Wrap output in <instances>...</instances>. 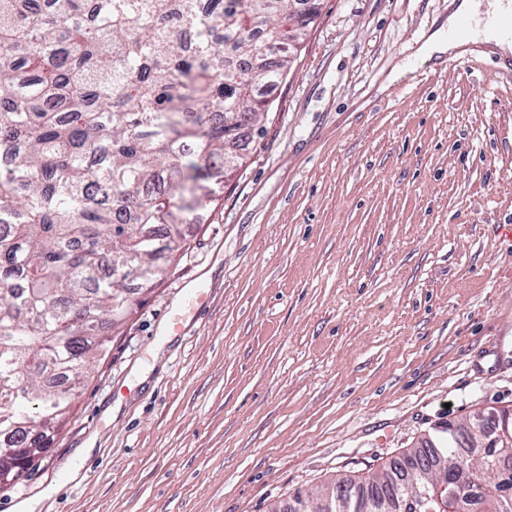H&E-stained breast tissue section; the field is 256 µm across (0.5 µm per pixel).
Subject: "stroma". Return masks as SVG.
<instances>
[{
	"mask_svg": "<svg viewBox=\"0 0 512 512\" xmlns=\"http://www.w3.org/2000/svg\"><path fill=\"white\" fill-rule=\"evenodd\" d=\"M316 7L245 166L0 512H268L512 405V75L416 58L448 0Z\"/></svg>",
	"mask_w": 512,
	"mask_h": 512,
	"instance_id": "stroma-1",
	"label": "stroma"
}]
</instances>
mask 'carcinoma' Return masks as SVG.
<instances>
[{"mask_svg": "<svg viewBox=\"0 0 512 512\" xmlns=\"http://www.w3.org/2000/svg\"><path fill=\"white\" fill-rule=\"evenodd\" d=\"M299 0H0V461L47 447L74 391L132 316L123 301L152 291L176 260L200 201L182 196L204 162L213 202L246 162L288 75L309 18ZM465 421L436 429L359 482L296 491L331 512H512V447L469 453ZM457 483L469 493L453 501Z\"/></svg>", "mask_w": 512, "mask_h": 512, "instance_id": "cac0c4a2", "label": "carcinoma"}]
</instances>
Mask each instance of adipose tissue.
<instances>
[{
  "instance_id": "1",
  "label": "adipose tissue",
  "mask_w": 512,
  "mask_h": 512,
  "mask_svg": "<svg viewBox=\"0 0 512 512\" xmlns=\"http://www.w3.org/2000/svg\"><path fill=\"white\" fill-rule=\"evenodd\" d=\"M477 7L474 0H456L453 11L447 20L436 27L418 48V55L427 58H441L444 55H462L468 53L470 45L481 46L484 54L501 56L512 55V36L498 32L492 23H485L481 30L475 31L470 43H460L450 37L451 30L465 18L475 19Z\"/></svg>"
}]
</instances>
